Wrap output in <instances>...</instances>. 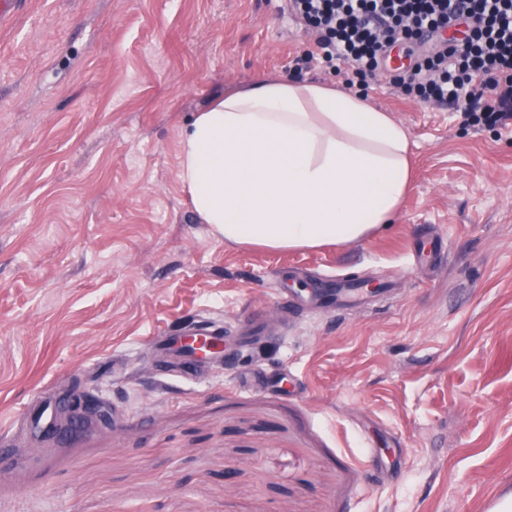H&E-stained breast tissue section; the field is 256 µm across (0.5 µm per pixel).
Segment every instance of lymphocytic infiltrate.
I'll list each match as a JSON object with an SVG mask.
<instances>
[{"mask_svg": "<svg viewBox=\"0 0 512 512\" xmlns=\"http://www.w3.org/2000/svg\"><path fill=\"white\" fill-rule=\"evenodd\" d=\"M315 32L306 62L330 67L345 88L386 74L397 95L454 109L462 125L512 127V0H288ZM420 51L386 71L394 47Z\"/></svg>", "mask_w": 512, "mask_h": 512, "instance_id": "1", "label": "lymphocytic infiltrate"}]
</instances>
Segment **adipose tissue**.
<instances>
[{"label":"adipose tissue","instance_id":"obj_1","mask_svg":"<svg viewBox=\"0 0 512 512\" xmlns=\"http://www.w3.org/2000/svg\"><path fill=\"white\" fill-rule=\"evenodd\" d=\"M411 152L407 129L364 96L272 79L196 113L180 136V179L225 241L313 248L389 223Z\"/></svg>","mask_w":512,"mask_h":512}]
</instances>
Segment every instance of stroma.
<instances>
[{
    "label": "stroma",
    "mask_w": 512,
    "mask_h": 512,
    "mask_svg": "<svg viewBox=\"0 0 512 512\" xmlns=\"http://www.w3.org/2000/svg\"><path fill=\"white\" fill-rule=\"evenodd\" d=\"M281 0H29L0 24V512H495L512 497V132L366 90L413 143L370 238L225 244L194 212L181 132L268 79L334 83ZM448 250L409 266L428 235ZM383 284L304 304L325 274ZM295 307L281 310L277 289ZM264 320L242 339L245 312ZM231 358L160 381L158 336ZM90 392L111 425L50 435ZM194 336H201L203 340L207 341L213 348V351L216 353H222L224 352V336L222 333H218L215 331H210L207 328H197L195 330ZM201 339H196L192 341V338H187L186 343L190 344L192 342V345L196 346L198 348L199 354L204 356L203 351H207L210 349V345L206 342H204Z\"/></svg>",
    "instance_id": "1"
}]
</instances>
